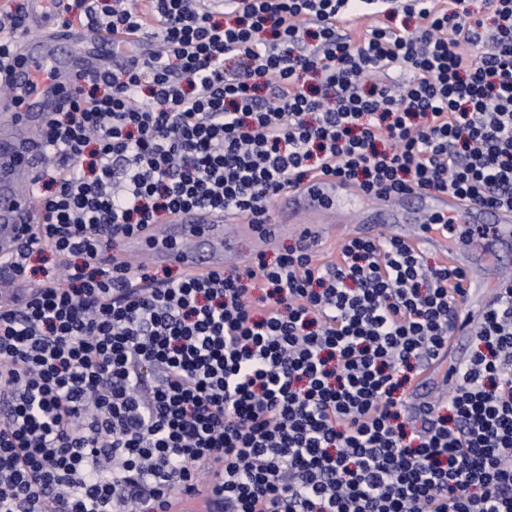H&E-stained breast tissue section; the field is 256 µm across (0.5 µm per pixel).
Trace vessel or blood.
I'll list each match as a JSON object with an SVG mask.
<instances>
[{"mask_svg":"<svg viewBox=\"0 0 512 512\" xmlns=\"http://www.w3.org/2000/svg\"><path fill=\"white\" fill-rule=\"evenodd\" d=\"M67 0H25L24 27L37 30L41 39L18 36L17 60L7 77L10 91L0 96V106L9 111L7 124L0 126V259L13 256L23 236L35 231L41 217L31 206L36 189L41 147L27 135L29 127H42L54 112L66 105L75 74L94 68L88 57L64 54L63 46L78 42L102 41L101 33L77 29L61 34L52 31L55 15L64 10ZM289 213L312 215L314 222L306 228L309 239L319 240L336 221L337 213H350L361 204L363 196L355 189L330 179L289 190L284 197ZM413 210L417 224H405L401 214ZM473 226L485 224L494 245L486 260L495 263L499 249H512V211L491 209L473 201H463L446 192L404 191L379 198L368 216L359 218L360 230L369 236L378 229L409 244L441 253L450 265L465 274L463 307L469 319L466 327L477 324L484 308L485 282L459 249L449 244L437 227L439 220ZM235 223L205 210L180 213L168 224L167 234L152 239V259L156 264L174 263L193 275L221 269L226 251L236 246ZM466 327L457 328L449 339L458 345Z\"/></svg>","mask_w":512,"mask_h":512,"instance_id":"b4317fda","label":"vessel or blood"}]
</instances>
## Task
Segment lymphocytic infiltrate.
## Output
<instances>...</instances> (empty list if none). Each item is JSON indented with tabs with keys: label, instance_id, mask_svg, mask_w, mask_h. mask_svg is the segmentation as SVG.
<instances>
[{
	"label": "lymphocytic infiltrate",
	"instance_id": "obj_1",
	"mask_svg": "<svg viewBox=\"0 0 512 512\" xmlns=\"http://www.w3.org/2000/svg\"><path fill=\"white\" fill-rule=\"evenodd\" d=\"M481 2L493 30L447 0H70L150 47L78 73L40 132L43 222L0 302V512H512V279L448 399L411 405L463 274L405 241L202 279L104 247L195 208L260 224L322 175L512 209V0Z\"/></svg>",
	"mask_w": 512,
	"mask_h": 512
}]
</instances>
